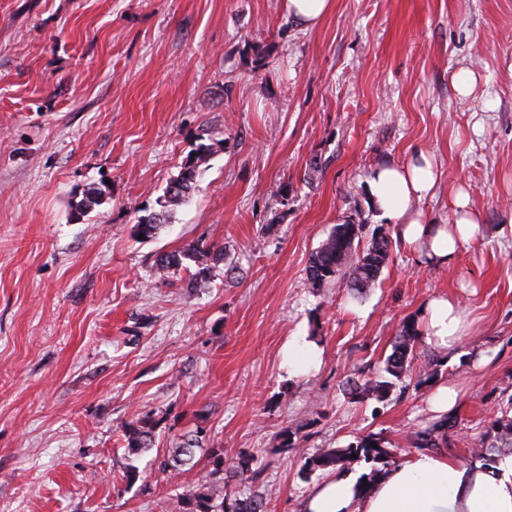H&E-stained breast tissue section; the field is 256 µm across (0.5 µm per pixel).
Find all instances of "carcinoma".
<instances>
[{
	"label": "carcinoma",
	"instance_id": "obj_1",
	"mask_svg": "<svg viewBox=\"0 0 512 512\" xmlns=\"http://www.w3.org/2000/svg\"><path fill=\"white\" fill-rule=\"evenodd\" d=\"M211 153L212 145L201 144L195 150V155L187 156L179 174L159 199L160 210L141 218L136 225L137 233L151 237L168 223L173 210L188 201L193 185L206 168ZM362 228L363 225L354 223L336 225L311 256L307 273L310 287L321 288L328 283H343L355 298L376 287L383 269L392 258L393 238L387 229L381 227L363 247ZM222 261L224 247L215 243L197 242L159 256L155 266L164 280L179 270L190 272L191 277L196 279L211 273ZM418 336L415 325L403 324L394 337L392 351L384 359L380 374L361 382L350 383L351 398L360 402L375 400L382 403L388 399L393 388L416 369L424 381L433 380L438 371L433 368L432 363L428 362L420 367L415 365ZM451 427L453 424L446 416L437 422H430L412 433L411 444L416 448H437L445 441ZM202 432L203 429L198 427L168 449L167 459L160 464L162 472L171 473L188 464L192 458V449L200 447ZM124 437V448L128 455L138 456L152 448L154 425L147 419H141L125 431ZM511 447L512 417L505 414L493 423L483 440L472 449L471 456L489 465L495 462L496 451ZM210 456L212 468L200 476L195 489L176 496L171 504L172 512H269L271 493L267 489L236 499L232 503L226 502L224 458L218 448L211 449ZM356 458L372 464L370 473L366 474L367 484L370 485L380 472L378 465L387 464L391 451L385 446V439L381 435L369 433L355 438L343 447L326 448L307 457L301 474L307 476L317 470L344 471Z\"/></svg>",
	"mask_w": 512,
	"mask_h": 512
}]
</instances>
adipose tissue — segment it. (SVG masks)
<instances>
[{"label":"adipose tissue","instance_id":"obj_1","mask_svg":"<svg viewBox=\"0 0 512 512\" xmlns=\"http://www.w3.org/2000/svg\"><path fill=\"white\" fill-rule=\"evenodd\" d=\"M439 173L426 154L405 164L373 168L367 186L373 205L396 224L407 244L422 243L428 262L451 261L459 245L478 229L481 216L470 206L467 192L455 191L448 200L453 221L426 223L414 207L428 196ZM422 333L427 343L455 349L470 325L449 297L427 302ZM302 512H512V457L487 466L477 461L462 466L433 449L415 452L379 474L369 490L347 473H334L314 486L302 501Z\"/></svg>","mask_w":512,"mask_h":512}]
</instances>
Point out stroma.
<instances>
[{"label": "stroma", "instance_id": "1", "mask_svg": "<svg viewBox=\"0 0 512 512\" xmlns=\"http://www.w3.org/2000/svg\"><path fill=\"white\" fill-rule=\"evenodd\" d=\"M201 144L190 201L139 238ZM420 151L441 177L418 209L450 223L465 189L473 238L445 264L395 240L359 300L310 288L338 218L366 243L384 226L370 170ZM91 187L102 204L74 217ZM198 240L224 248L212 275L159 279L156 258ZM436 296L471 324L455 354L418 342L437 378L350 402L343 383L375 376ZM298 335L321 357L292 376ZM442 385L457 392L443 450L470 463L512 400V0H334L312 30L285 0H0V512H164L212 448L262 470L228 499L269 487L270 512H300L324 478L301 476L307 456L373 432L403 461ZM140 419L154 446L132 457ZM198 425L191 465L160 472L157 454ZM138 423L131 425L124 434V448L130 456H138L153 445V423L147 419H140Z\"/></svg>", "mask_w": 512, "mask_h": 512}]
</instances>
